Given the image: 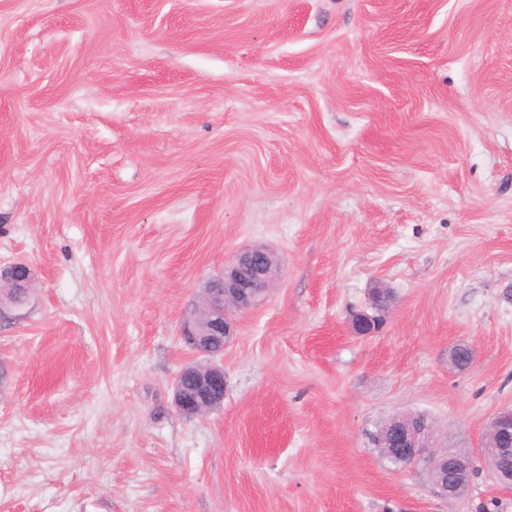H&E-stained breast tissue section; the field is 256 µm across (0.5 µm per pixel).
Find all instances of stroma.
I'll return each mask as SVG.
<instances>
[{
	"label": "stroma",
	"mask_w": 512,
	"mask_h": 512,
	"mask_svg": "<svg viewBox=\"0 0 512 512\" xmlns=\"http://www.w3.org/2000/svg\"><path fill=\"white\" fill-rule=\"evenodd\" d=\"M257 246L275 284L185 416L181 318ZM18 261L0 512H512L373 442L412 412L473 451L512 407V0H0ZM187 376L194 378V385L188 388ZM224 371L216 365L192 364L184 367L178 375L174 391L177 410L187 415L213 411L224 398ZM205 404L199 402V399Z\"/></svg>",
	"instance_id": "35a3bbf8"
}]
</instances>
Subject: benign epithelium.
I'll list each match as a JSON object with an SVG mask.
<instances>
[{
	"label": "benign epithelium",
	"mask_w": 512,
	"mask_h": 512,
	"mask_svg": "<svg viewBox=\"0 0 512 512\" xmlns=\"http://www.w3.org/2000/svg\"><path fill=\"white\" fill-rule=\"evenodd\" d=\"M277 258L269 250L254 248L239 254L224 267V274L203 287V302L193 309L181 325V336L196 352L216 355L214 344H224L231 335L229 314L257 305L261 296L276 279ZM0 276L10 279L18 288L32 287L35 273L30 265L19 262ZM224 371L216 365L192 364L178 375L174 391L177 410L187 415L213 411L224 398ZM512 436V408H505L493 417L488 433L478 448L479 456L492 452L495 465L490 468L494 479L505 487L512 486V468L502 466L507 449L499 441ZM377 446L392 453L404 449L410 465L423 466L428 473L447 469L448 479L434 481L438 494L449 501L463 496L468 486V474L474 455L468 450L450 448L437 438L432 423L421 414L401 415V421L387 428Z\"/></svg>",
	"instance_id": "1"
}]
</instances>
